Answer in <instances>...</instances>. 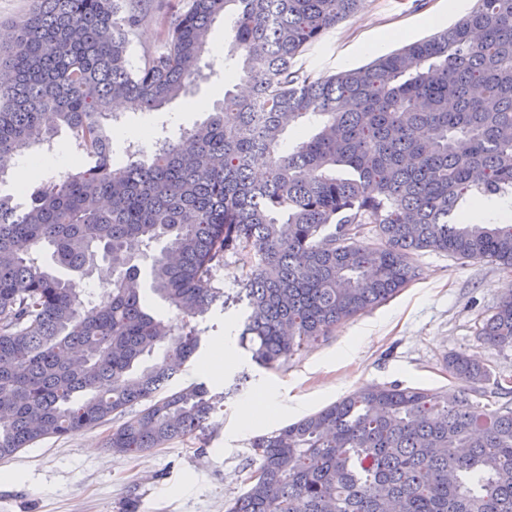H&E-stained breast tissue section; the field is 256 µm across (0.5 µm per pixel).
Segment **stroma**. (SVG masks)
Here are the masks:
<instances>
[{
	"label": "stroma",
	"instance_id": "obj_1",
	"mask_svg": "<svg viewBox=\"0 0 512 512\" xmlns=\"http://www.w3.org/2000/svg\"><path fill=\"white\" fill-rule=\"evenodd\" d=\"M152 17L138 28L128 51L139 66L147 51L163 38L166 15L187 0H155ZM444 25L459 19L448 0H364L362 8L310 45L295 61L296 70L313 76L332 75L372 60L362 46L374 37L389 36L388 51L428 38L436 29L430 16ZM231 24L217 19L203 56V71L192 99L212 102L239 75L238 58L229 52ZM189 99V100H192ZM180 98L158 112L128 113L119 124L125 137L114 140L115 151L138 140L143 124L168 133L201 121ZM417 278L396 297L372 312L341 324L334 336L294 355L282 367L267 370L253 363L236 334L238 306L207 320L197 356L169 382L174 392L204 383L224 399L214 415L217 427L207 440H176L141 456L113 453L106 446L123 416L91 430L48 438L0 460V512H224L225 501L237 496L245 479L259 466L250 443L315 412L368 383L438 389L457 394L460 383L450 378L444 359L453 352L473 355L491 372L483 401L497 408L512 405V393L500 394L495 384L512 380V348L478 339L477 315L491 314L512 284V271L496 264L463 261L445 253L425 251L416 258ZM228 340L233 362L208 367L215 342ZM272 392L273 411L259 415L256 427L238 429L240 408L248 397Z\"/></svg>",
	"mask_w": 512,
	"mask_h": 512
}]
</instances>
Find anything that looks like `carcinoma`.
<instances>
[{"instance_id": "1", "label": "carcinoma", "mask_w": 512, "mask_h": 512, "mask_svg": "<svg viewBox=\"0 0 512 512\" xmlns=\"http://www.w3.org/2000/svg\"><path fill=\"white\" fill-rule=\"evenodd\" d=\"M363 2L189 0L135 69L127 52L151 0H34L13 25L0 46V184L62 129L86 164L14 176L0 194V459L138 404L109 436L115 453L204 434L218 395L163 389L239 280V344L275 369L395 297L421 251L512 269V217L474 224L464 208L512 196V0H475L465 18L359 68L293 69ZM224 15L246 91H225L148 152L128 145L115 164L112 104L153 112L188 97ZM154 241L165 245L151 291L174 321L142 292ZM229 256L241 274L226 284ZM101 259L112 282L95 302L81 284ZM477 335L512 347V295ZM446 369L462 384L452 401L367 384L254 439L261 476L225 512H512V408L470 397L490 381L471 356H448Z\"/></svg>"}]
</instances>
